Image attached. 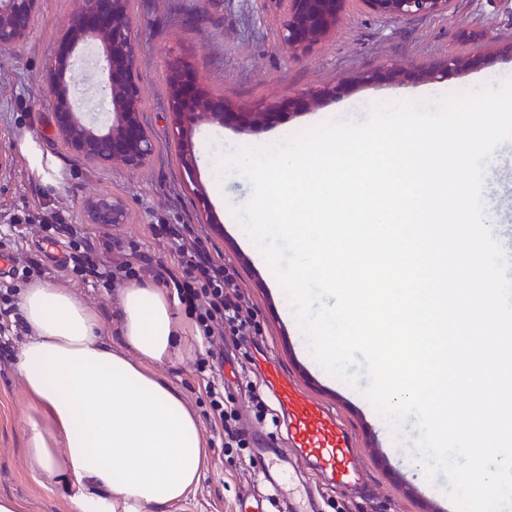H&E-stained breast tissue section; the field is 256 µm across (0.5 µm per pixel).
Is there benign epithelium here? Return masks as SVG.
Returning <instances> with one entry per match:
<instances>
[{
	"label": "benign epithelium",
	"mask_w": 512,
	"mask_h": 512,
	"mask_svg": "<svg viewBox=\"0 0 512 512\" xmlns=\"http://www.w3.org/2000/svg\"><path fill=\"white\" fill-rule=\"evenodd\" d=\"M276 28V45L295 57L303 56L336 31L345 0H262ZM449 0H360L365 12L377 16L410 19L432 17L448 11ZM39 0H0V56L11 54L31 34ZM131 0H80L68 14L60 36V46L47 66L51 126L58 140L73 155L99 168L142 169L158 151L159 142L140 119L141 89L135 72L140 37L130 8ZM87 41L101 46L98 63L112 107V121L96 126L83 120L72 91L79 83L74 71L77 48ZM466 59L450 57L421 77L437 80L448 71L463 67ZM170 89L169 134L180 149L185 174L193 178L195 155L191 141L193 128L202 122L220 125L247 120L265 122L276 115L280 104L264 112H234L224 100L209 96L193 77L188 63L173 59L168 64ZM339 86L301 91L288 99L301 107L336 95ZM81 223L116 228L129 223L123 198L102 193L80 202Z\"/></svg>",
	"instance_id": "1"
}]
</instances>
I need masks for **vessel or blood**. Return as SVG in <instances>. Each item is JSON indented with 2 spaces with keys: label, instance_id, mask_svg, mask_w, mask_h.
<instances>
[{
  "label": "vessel or blood",
  "instance_id": "1",
  "mask_svg": "<svg viewBox=\"0 0 512 512\" xmlns=\"http://www.w3.org/2000/svg\"><path fill=\"white\" fill-rule=\"evenodd\" d=\"M263 383L272 393L279 412L288 421L285 443H278L261 430L251 434L250 458L263 473L270 488L282 493L288 479L290 451L300 453L334 486L360 484L363 473L356 463L358 442L340 425L333 412L309 395L275 363H267Z\"/></svg>",
  "mask_w": 512,
  "mask_h": 512
}]
</instances>
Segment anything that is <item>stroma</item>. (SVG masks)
<instances>
[{
    "label": "stroma",
    "instance_id": "stroma-1",
    "mask_svg": "<svg viewBox=\"0 0 512 512\" xmlns=\"http://www.w3.org/2000/svg\"><path fill=\"white\" fill-rule=\"evenodd\" d=\"M78 0H39L34 31L16 56L0 58V225H26L24 239L13 243L16 256H40L52 273L15 275L10 263L0 261V324L8 345L0 346V495L17 500L22 512H78L63 485L45 486L30 471L25 455V422L34 403L17 368L27 339L18 298L27 284L44 281L76 292L98 313L102 334L113 339L117 329V296L112 287L84 284L79 274L66 269L67 246H50L41 225L59 218L77 222V204L100 193L121 196L130 221L114 229H97L111 243L113 264L133 260L141 279L168 295L176 290L169 278L178 257L154 237L153 224H190L217 260L237 271L239 282L253 304L259 335L240 340L214 337L198 342L195 319L181 303L174 314L185 338L184 362L157 366L198 415L209 458L194 494L170 504L166 512H238L249 489L266 491L261 472L249 465V448L227 443L215 423L207 384L211 364H224L225 409L240 421L272 431L283 423L273 408L255 413L252 396H265L261 371L254 358L261 351L275 359L305 391L333 408L359 444V461L367 489L329 487L318 501V512H441L447 495L445 475L427 479L415 468L410 452L419 435L406 423L394 435L388 421L356 388L329 374L315 359L297 321L287 317L288 300L267 266L258 264L243 243L244 229L233 207L252 193L240 175L221 176L219 158L247 143L267 137L282 142L315 125L322 118L364 119L369 105L399 94L433 87L437 97L512 78V0H450L446 14L394 19L363 12L357 0H347L343 18L327 40L309 54L296 58L276 47L274 25L264 17L259 0H132L131 9L140 33L136 75L141 87L140 117L159 142L151 163L139 170L95 168L71 155L59 140L51 139L49 97L45 67L55 52L61 24ZM97 48H79L84 71L80 110L98 124L109 119L110 107L101 90L102 75L94 59ZM483 56V63L449 71L429 81L420 70L439 65L448 56ZM190 62L197 83L211 96L223 99L238 112L264 110L289 93L337 84L336 96L323 98L306 110L282 108L272 122L238 126L201 124L192 142L198 173L187 183L176 145L169 138L170 100L166 81L169 61ZM388 68L405 70L404 78L360 83L367 72ZM37 139L58 162L61 182L45 188L30 177L17 142L22 134ZM485 208L501 229L496 238L512 258V141L498 147L486 169L482 190ZM209 368H199V360Z\"/></svg>",
    "mask_w": 512,
    "mask_h": 512
}]
</instances>
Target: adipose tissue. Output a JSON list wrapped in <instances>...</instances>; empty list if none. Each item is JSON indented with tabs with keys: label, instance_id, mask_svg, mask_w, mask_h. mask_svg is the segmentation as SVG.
<instances>
[{
	"label": "adipose tissue",
	"instance_id": "1",
	"mask_svg": "<svg viewBox=\"0 0 512 512\" xmlns=\"http://www.w3.org/2000/svg\"><path fill=\"white\" fill-rule=\"evenodd\" d=\"M18 147L35 179L58 186L59 164L36 139L22 136ZM19 306L28 339L18 368L36 408L26 443L31 471L64 484L79 512H161L187 498L208 450L194 410L155 371L181 353L166 295L144 283L123 288L113 342L69 289L32 283Z\"/></svg>",
	"mask_w": 512,
	"mask_h": 512
}]
</instances>
